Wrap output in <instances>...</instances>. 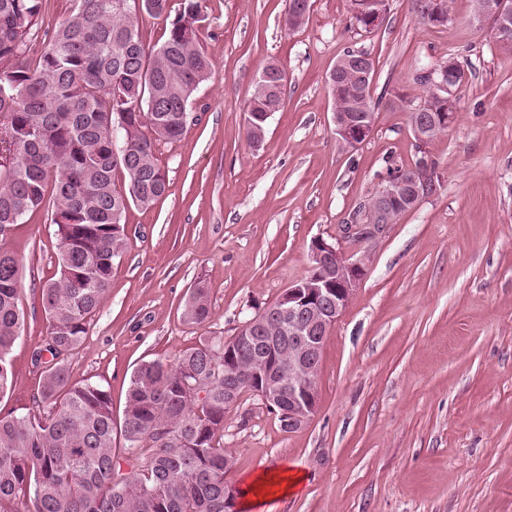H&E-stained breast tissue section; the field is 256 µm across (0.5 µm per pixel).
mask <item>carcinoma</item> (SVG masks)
Listing matches in <instances>:
<instances>
[{
    "label": "carcinoma",
    "instance_id": "carcinoma-1",
    "mask_svg": "<svg viewBox=\"0 0 512 512\" xmlns=\"http://www.w3.org/2000/svg\"><path fill=\"white\" fill-rule=\"evenodd\" d=\"M388 0H350V20L368 31L367 18ZM425 24L448 21L449 0H410ZM46 0H0V227L24 224L45 200L55 223L58 270L40 285L51 357L79 348L88 319L110 288L114 262L127 247L124 214L149 207L167 190L156 144L185 132L189 110L211 60L199 38L201 0H142L143 13L165 23L164 40L144 42L126 0H75L69 16L42 30ZM41 48L32 51L39 31ZM358 76L353 63L330 89L333 108L358 123L374 121L375 66ZM268 95L260 83L245 109L252 145L265 136ZM448 92L426 91L409 122L438 120L433 137L448 130ZM412 210L405 198L364 221L395 224ZM22 264L0 247V397L13 385L10 353L24 331L19 309ZM272 302L228 339L202 336L172 364L142 363L133 373L120 424L125 448H114L112 399L96 383H70L65 360L40 371L33 410L0 416V512H225V475L234 457L224 448V419L250 394L256 344L280 336ZM211 315L208 286L199 281L183 309L186 323ZM241 360L240 387L224 404V351ZM201 378L207 396L184 393Z\"/></svg>",
    "mask_w": 512,
    "mask_h": 512
}]
</instances>
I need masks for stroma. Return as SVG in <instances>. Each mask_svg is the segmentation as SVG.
Here are the masks:
<instances>
[{"label":"stroma","instance_id":"1","mask_svg":"<svg viewBox=\"0 0 512 512\" xmlns=\"http://www.w3.org/2000/svg\"><path fill=\"white\" fill-rule=\"evenodd\" d=\"M388 2L383 24L364 33L351 27L347 0H310L294 30L284 26L289 0H202L212 73L182 139L158 145L168 190L127 210V249L66 364L72 382L109 391L118 420L142 362L233 336L308 274L313 240L341 236L388 161H412L409 111L425 95L414 73L452 57L472 76L430 148L440 189L356 244L367 274L325 343L309 424L285 433L250 395L226 416V480L275 467L303 474L299 491L266 512H512V52L476 26L472 0H452L437 26L422 24L410 0ZM350 49L373 58L379 101L372 133L353 148L334 131L328 85ZM270 62L288 74L285 101L255 147L244 110ZM55 230L46 203L0 233L23 265L25 316L1 414L32 407V358L47 344L39 286L56 272ZM200 280L212 304L202 328L182 318Z\"/></svg>","mask_w":512,"mask_h":512}]
</instances>
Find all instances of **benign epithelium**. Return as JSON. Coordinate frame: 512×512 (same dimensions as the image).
<instances>
[{
	"instance_id": "obj_1",
	"label": "benign epithelium",
	"mask_w": 512,
	"mask_h": 512,
	"mask_svg": "<svg viewBox=\"0 0 512 512\" xmlns=\"http://www.w3.org/2000/svg\"><path fill=\"white\" fill-rule=\"evenodd\" d=\"M474 19L480 25L491 24L492 30L500 34L498 44L502 49L512 48V38L506 35L512 27V0H485ZM333 122L336 136L349 147L357 146L351 136L349 116L335 112ZM429 182L430 164L407 168L386 178L377 201L385 203L410 191L421 201ZM311 253L310 279L294 282L280 295L275 317L288 322V340L272 337L278 349L292 353L297 373L285 382L278 369L265 367L262 372L265 401L281 400L283 388H288L285 429L290 433L306 426L315 416L318 408L315 375L324 345L366 276L365 256L348 253L342 238L330 242L317 238L312 242Z\"/></svg>"
}]
</instances>
